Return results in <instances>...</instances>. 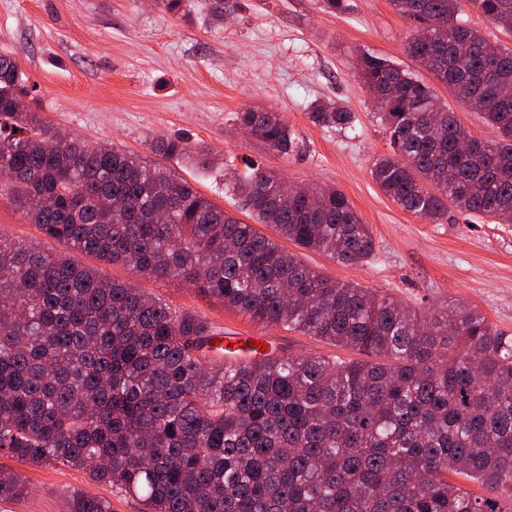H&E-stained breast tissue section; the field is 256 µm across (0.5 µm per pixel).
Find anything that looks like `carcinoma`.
<instances>
[{
	"label": "carcinoma",
	"instance_id": "carcinoma-1",
	"mask_svg": "<svg viewBox=\"0 0 512 512\" xmlns=\"http://www.w3.org/2000/svg\"><path fill=\"white\" fill-rule=\"evenodd\" d=\"M181 18L193 0H157ZM424 25L407 54L491 130L456 147L459 119L416 72L372 53L364 86L392 153L371 175L405 211L448 206L512 224V49L466 26L469 6L512 33V0H389ZM16 63L0 56V191L65 248L0 238V454L83 471L145 512H512V339L470 305L418 310L337 281L202 196L171 169L119 147L62 139ZM310 120L349 128L354 113L314 102ZM237 123L288 153L278 112ZM153 150L202 169L205 151L159 138ZM229 190L252 219L340 264L374 252L370 225L342 190L294 189L252 167ZM187 282L266 326L368 359L273 350L206 360L216 331L158 297L81 265L70 251ZM481 484L478 496L458 484ZM29 493L0 468V499ZM69 512H112L75 491Z\"/></svg>",
	"mask_w": 512,
	"mask_h": 512
}]
</instances>
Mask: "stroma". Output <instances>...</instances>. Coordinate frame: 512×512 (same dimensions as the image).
I'll use <instances>...</instances> for the list:
<instances>
[{
  "mask_svg": "<svg viewBox=\"0 0 512 512\" xmlns=\"http://www.w3.org/2000/svg\"><path fill=\"white\" fill-rule=\"evenodd\" d=\"M192 20L154 0H0V55L14 59L27 79V104L53 128L160 160L152 145L182 137L207 147L216 164L202 171L168 166L206 199L241 222L250 215L224 186L225 168L253 162L290 184L341 189L375 242L370 262L339 265L302 252L310 267L334 279L390 294L416 308L477 307L495 329L512 337V224L449 208L439 223L412 215L387 197L370 174L390 151L378 108L359 77L358 56L373 52L410 65L405 52L414 25L389 0H347L345 11L323 0H240L225 20L209 15L210 0H194ZM337 101L355 114L353 128L312 123L313 102ZM249 106L281 113L295 142L280 153L247 136L234 120ZM0 237L13 243L42 238L12 195L0 193ZM100 272L195 314L219 332L263 336L279 351L353 358V351L299 332L264 326L175 280H158L119 264ZM18 471L30 494L0 501V512H67L72 492L107 498L112 512H144L139 499L90 482L79 470L29 466L0 456Z\"/></svg>",
  "mask_w": 512,
  "mask_h": 512,
  "instance_id": "stroma-1",
  "label": "stroma"
}]
</instances>
